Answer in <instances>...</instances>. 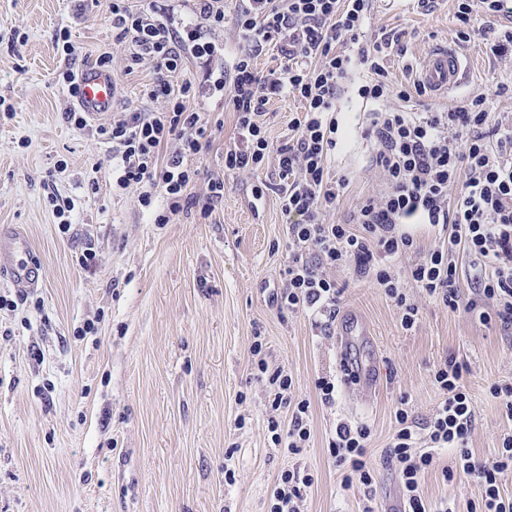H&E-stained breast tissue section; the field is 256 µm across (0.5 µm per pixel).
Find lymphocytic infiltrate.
<instances>
[{
	"mask_svg": "<svg viewBox=\"0 0 512 512\" xmlns=\"http://www.w3.org/2000/svg\"><path fill=\"white\" fill-rule=\"evenodd\" d=\"M372 0H247L232 17L239 48L230 61L216 60V47L199 41L195 31L176 27L157 0L135 8L130 0H110L112 26L128 44L132 60L150 58L155 80L142 94L166 99L165 110L131 112L96 132L112 143L118 161L119 188L137 187L141 206L154 204L162 190L165 208L154 221L168 223L188 208L187 190L199 175L201 116L191 80L173 83L186 56L202 61L213 87L224 92L236 116L237 138L224 149V169L256 173L275 163L278 199L288 218L286 285L275 300L279 308L300 311L320 325L335 319L342 290L330 269L354 266L371 275L401 311V326L412 329L419 309L408 302L391 263L414 248L411 225L442 230L438 245L411 268L418 288L450 310L466 307L482 322L498 319L512 326V114L492 115L485 95L465 97L444 112H409L391 107V97L409 101L425 96L413 82L395 89L387 59L404 55L401 36L368 38ZM274 52L276 65L258 70L262 53ZM364 80L357 93L372 104L370 132L379 149L376 163L387 187L366 198L344 222L323 223L344 180L328 166L336 146V110L354 72ZM292 97L301 111L288 125V135L270 141L264 116L268 104ZM473 259L474 297L461 304L455 255ZM464 366L448 359L433 373L442 400L431 417L416 422L406 408L395 411V432L388 454L399 479L405 512H454L448 505L432 508L420 489L422 474L444 448L455 452V465L444 479L468 476L480 490L470 512H512V498L501 493L502 478L512 472V383L495 384L509 420L499 436L495 461L476 459L468 441L475 414L463 383ZM368 425L338 422L328 452L341 471L343 486L371 485L374 470L367 459ZM313 484L310 474H281L270 497L269 512H300Z\"/></svg>",
	"mask_w": 512,
	"mask_h": 512,
	"instance_id": "1",
	"label": "lymphocytic infiltrate"
}]
</instances>
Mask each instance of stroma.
I'll use <instances>...</instances> for the list:
<instances>
[{
	"label": "stroma",
	"mask_w": 512,
	"mask_h": 512,
	"mask_svg": "<svg viewBox=\"0 0 512 512\" xmlns=\"http://www.w3.org/2000/svg\"><path fill=\"white\" fill-rule=\"evenodd\" d=\"M177 21L192 23L201 40L230 55L238 43L232 23L219 30L197 23L189 0H166ZM457 0H374L369 35L403 34L407 51L390 62L393 83L415 78L430 48L457 43L468 65L450 95L415 97L414 112L446 111L449 100L485 94L495 112L512 113V61L492 55L485 41L512 27L503 17L475 13L471 39L458 43ZM71 33L72 55L58 50L59 30ZM107 57L116 83L113 118L165 109L140 92L155 77L150 59L132 61L112 28L107 0H0V225L23 226L39 266L41 286L19 296L0 280V295L16 300L0 310V512H268L273 486L293 468L314 482L303 512H360L374 497L377 512H399L402 493L387 456L394 413L407 404L429 418L442 399L433 372L448 357L468 366L463 382L472 398L474 456L494 461L505 408L493 383L512 381V328L482 323L464 308L472 298L471 259H458L461 310L452 312L417 288L410 269L433 237H417V250L394 270L419 308L411 330L373 281L342 266L332 276L343 295L337 314L357 312L373 333L356 342L354 356H376L381 385L373 399L339 386L325 405L318 378L339 373L333 327H313L303 314L271 300L287 265V219L274 166L256 174L224 171V147L237 135L236 117L221 93L201 98L204 136L201 174L189 189L192 206L158 224L137 189L112 186V144L92 129L79 130L65 114L75 108L66 70ZM367 108L347 103L330 157V172L348 186L324 212L334 224L384 187L375 163L378 145L366 137ZM223 176L224 197L210 215L197 199L209 179ZM265 185L253 205L252 189ZM68 207L62 231L55 210ZM93 250L98 261L78 258ZM265 360L267 372L257 368ZM291 375L293 396L308 399L311 441L290 454L274 441L268 371ZM367 424L372 487H343L329 456L337 420ZM453 450H440L421 479L424 498L468 512L476 484L444 481ZM233 471V483L224 480Z\"/></svg>",
	"instance_id": "1"
}]
</instances>
